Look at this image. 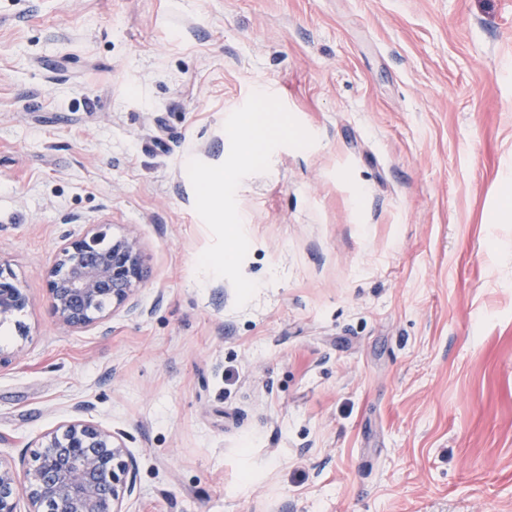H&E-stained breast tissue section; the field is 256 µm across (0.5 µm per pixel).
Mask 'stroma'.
I'll use <instances>...</instances> for the list:
<instances>
[{"label":"stroma","mask_w":512,"mask_h":512,"mask_svg":"<svg viewBox=\"0 0 512 512\" xmlns=\"http://www.w3.org/2000/svg\"><path fill=\"white\" fill-rule=\"evenodd\" d=\"M255 91L311 133L246 177L259 284L199 275L190 158ZM512 0H0V457L82 407L125 512H512ZM136 238L72 330L64 239ZM91 229L73 240L65 239L60 257L48 270L46 286L53 316L71 329L101 322L127 303L142 283L145 259L133 237L111 239ZM0 263V321L10 318L28 304V296Z\"/></svg>","instance_id":"stroma-1"}]
</instances>
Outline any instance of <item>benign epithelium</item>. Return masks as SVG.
Instances as JSON below:
<instances>
[{"label": "benign epithelium", "mask_w": 512, "mask_h": 512, "mask_svg": "<svg viewBox=\"0 0 512 512\" xmlns=\"http://www.w3.org/2000/svg\"><path fill=\"white\" fill-rule=\"evenodd\" d=\"M104 231L92 229L64 240L48 270L46 286L53 316L71 329L107 318L127 303L142 283L145 259L133 237L102 246ZM28 304V296L0 264V321ZM75 416L44 435L30 456L0 462V512H124L136 488V470L123 439Z\"/></svg>", "instance_id": "obj_1"}]
</instances>
